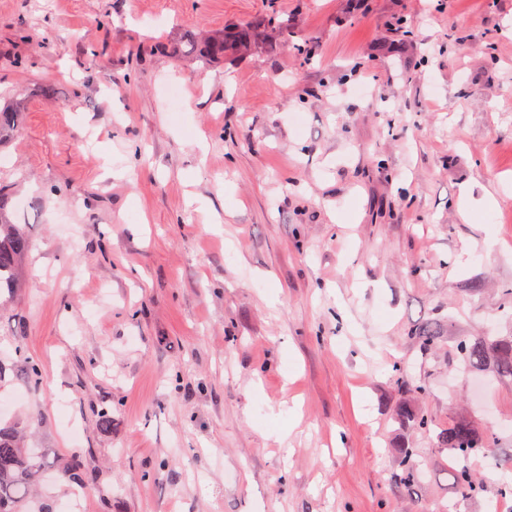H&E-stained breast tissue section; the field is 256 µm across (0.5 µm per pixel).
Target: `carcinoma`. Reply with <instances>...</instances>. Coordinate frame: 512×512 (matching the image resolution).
Masks as SVG:
<instances>
[{
    "mask_svg": "<svg viewBox=\"0 0 512 512\" xmlns=\"http://www.w3.org/2000/svg\"><path fill=\"white\" fill-rule=\"evenodd\" d=\"M265 24L263 19L250 27L226 29L211 38L207 52L212 57H222L234 47H244ZM11 196L12 187L0 185V310L8 303L6 295L18 286L20 267L32 247L24 226L9 217L7 202ZM443 338V331L435 322L422 323L412 332V339L425 355L438 350ZM456 349L465 372L491 363L504 373H512V336H482L472 341L462 338ZM399 417L417 429L434 433L436 446L448 450L454 461L448 471L457 489L470 497L485 491V482L470 469L469 461L490 447L492 436L477 432L463 420L437 430L428 415L407 407L400 409ZM24 442L25 432L0 427V512H51L45 503L35 505L34 497L47 464L40 450L27 448ZM418 456L416 448H401L396 455L391 483L402 491L412 493L422 483ZM53 472L71 487H84L83 463L78 458L57 461Z\"/></svg>",
    "mask_w": 512,
    "mask_h": 512,
    "instance_id": "obj_1",
    "label": "carcinoma"
}]
</instances>
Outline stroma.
<instances>
[{
  "instance_id": "35a3bbf8",
  "label": "stroma",
  "mask_w": 512,
  "mask_h": 512,
  "mask_svg": "<svg viewBox=\"0 0 512 512\" xmlns=\"http://www.w3.org/2000/svg\"><path fill=\"white\" fill-rule=\"evenodd\" d=\"M0 111L32 242L0 422L82 458L81 512H512V376L459 372L455 343L512 336V0H0ZM405 405L497 434L486 493ZM403 447L437 460L409 496ZM271 18L261 20L250 27H238L225 29L220 35L211 38L207 45V52L212 57H222L233 47H244L255 37L259 27L269 24ZM410 337L418 344L422 354L429 355L439 349L445 336L439 324L426 322L415 327Z\"/></svg>"
}]
</instances>
